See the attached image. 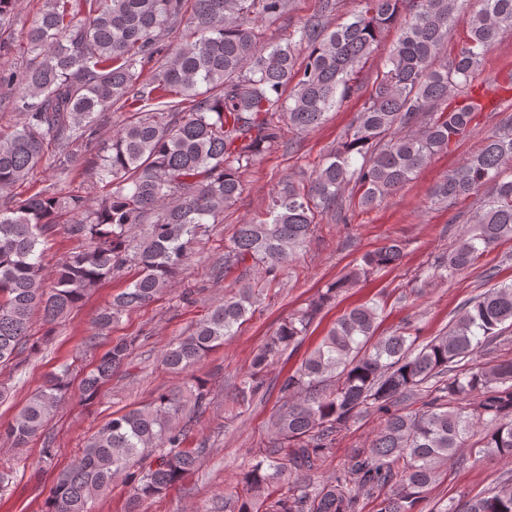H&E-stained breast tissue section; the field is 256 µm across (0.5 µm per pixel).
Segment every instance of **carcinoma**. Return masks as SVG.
Segmentation results:
<instances>
[{
  "mask_svg": "<svg viewBox=\"0 0 512 512\" xmlns=\"http://www.w3.org/2000/svg\"><path fill=\"white\" fill-rule=\"evenodd\" d=\"M17 2L0 0V30L13 26ZM340 2L321 0L319 13L295 31L297 39L275 43L265 39L264 27L283 15L288 0H193L191 7L187 0H44L26 31L32 61L0 72V85L17 89L12 109L21 114L19 128L0 139V198L13 201L0 208L1 365L40 349L29 336L34 310L50 324L65 319L126 265L136 277L101 310L98 331L172 288L198 238L241 195L244 172L279 147L282 123L298 131L322 124L352 92L357 66L405 6L413 16L354 124L308 177L279 185L266 218L236 225L224 272L248 264L265 280L277 279L310 241L317 216L350 222L341 207L345 192L358 206L374 207L466 134L475 106L450 99L459 86H472L500 32L512 29V0H479L463 45L443 59L448 30L466 0H361V9L332 30L327 19ZM179 29L185 41L171 49L168 38ZM299 46L307 49L301 61ZM126 107L109 155L91 172L92 192L71 191V175L101 114ZM51 152L56 180L15 196L14 188ZM505 166H512V120L433 187L432 199L445 203L494 183L475 224L438 268L464 271L512 238V180H499ZM61 223L80 245L50 277L44 246ZM138 224L148 228L137 242L131 229ZM402 252L393 241L365 254L359 267L287 317L253 358L238 389L241 402L264 394L269 364L307 335L340 289L397 264ZM258 302L251 286L224 293L166 344L164 368L184 373L223 347ZM380 312L376 302L347 312L279 380L284 402L265 456L241 474L250 496L237 512H359L361 492L384 489L381 512H415L442 465L489 453L512 461V359L469 363L512 322V282L478 294L448 334L421 347L404 331L375 335ZM135 343L119 340L101 355L82 379L86 400H95L128 364ZM70 381L66 365L47 375L3 430L13 447L24 448L43 432ZM417 394L423 395L418 409L402 405ZM212 403L209 382L197 378L113 414L57 475L44 512H92L93 501L119 476L130 487L127 512H141L145 501L165 496L200 466L204 448L184 443ZM369 413L381 418L369 448L355 450L346 471L315 482L312 474L337 433ZM477 427L483 442L470 449ZM294 474L290 494L267 493L274 480ZM444 512H512V478Z\"/></svg>",
  "mask_w": 512,
  "mask_h": 512,
  "instance_id": "1",
  "label": "carcinoma"
}]
</instances>
